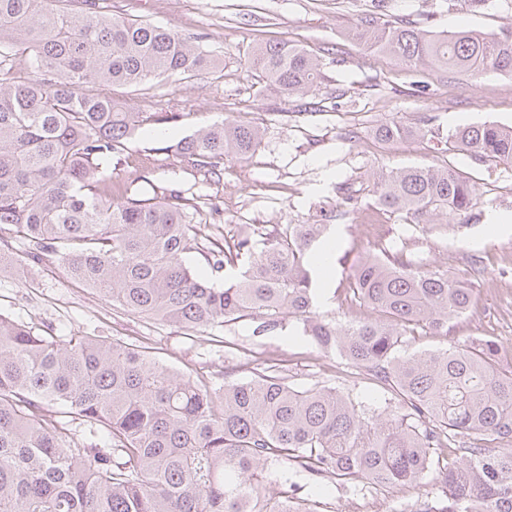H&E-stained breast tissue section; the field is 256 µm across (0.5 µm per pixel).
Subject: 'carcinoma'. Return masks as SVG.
<instances>
[{"mask_svg":"<svg viewBox=\"0 0 512 512\" xmlns=\"http://www.w3.org/2000/svg\"><path fill=\"white\" fill-rule=\"evenodd\" d=\"M352 37L402 64L434 72L512 74V29L432 34L381 14ZM267 86L294 98L317 84L322 63L288 42L257 48ZM215 61L190 36L115 17L102 0H0V225L26 243V259L64 268L80 285L139 317L194 334L243 319L260 334L284 316L379 386V408L340 387L295 388L273 367L214 387L164 363L145 339L80 332L54 336L0 312V512H320L293 495L294 477L364 494L432 479L415 512H512V371L500 345L464 337L446 349L403 354L422 331L477 303L472 281L425 267L402 249L359 258L345 298L372 315L343 325L318 312L317 282L336 262L326 224H282L257 248L240 232L209 249L216 288L183 259L197 238L181 192L135 199L112 183V159L146 124L177 112H132L112 97ZM380 127L384 141L418 135ZM260 128L216 122L173 150L221 175L248 159ZM452 147L477 161L512 164V127L456 129ZM378 207L418 224L473 214L475 183L454 166L406 167L375 176ZM283 489L273 500L266 485Z\"/></svg>","mask_w":512,"mask_h":512,"instance_id":"cac0c4a2","label":"carcinoma"}]
</instances>
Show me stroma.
I'll return each instance as SVG.
<instances>
[{
	"label": "stroma",
	"instance_id": "obj_1",
	"mask_svg": "<svg viewBox=\"0 0 512 512\" xmlns=\"http://www.w3.org/2000/svg\"><path fill=\"white\" fill-rule=\"evenodd\" d=\"M377 9L385 19L437 34L512 28V0H490L477 10L462 0H112L114 15L198 38L217 62L198 77L115 91L131 111L178 112L182 118L140 130L113 161L112 180L139 198L173 188L195 205L197 247L185 260L199 272L207 269L208 247L238 230L265 233L279 224H322L335 213L338 251L320 299L322 315L367 316L366 308L339 300L352 266L367 252L404 245L449 276L472 277L478 292L476 308L449 323L447 337L420 336L408 352L443 348L461 336L489 337L512 348V254L501 249L512 241V227L488 231L494 217L512 214V166L444 149L458 127L484 121L512 127V74L432 73L351 41L348 31ZM281 41L302 46L323 63L320 83L303 97L288 100L266 90L249 63L256 46ZM225 119L257 124L262 141L248 160L225 162L220 179L205 177L191 160L170 152L177 140ZM392 122L422 134L384 141L377 130ZM445 163L472 178L481 194L475 215L465 219L466 231L453 222L418 224L379 210L374 172ZM0 253L14 259L13 266L0 270V310L53 335L145 337L169 364L212 383L228 373L247 377L250 367L271 361L300 388L333 386L345 375L340 357L301 340L295 318L262 336L254 335L248 320L189 336L114 307L57 265L25 261L15 232L0 231ZM228 342L237 355L225 353ZM426 493L410 486L352 497L333 488L319 500L324 512H413Z\"/></svg>",
	"mask_w": 512,
	"mask_h": 512
}]
</instances>
